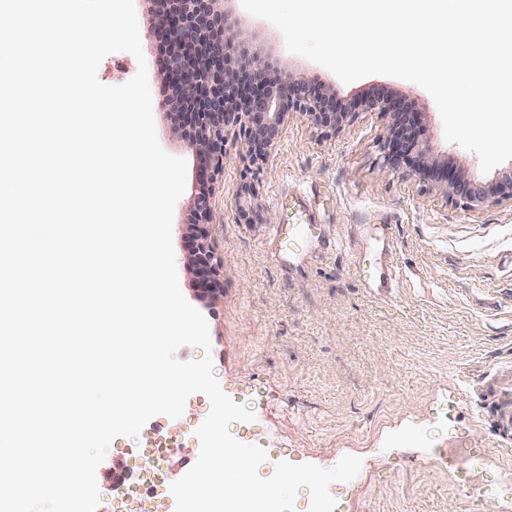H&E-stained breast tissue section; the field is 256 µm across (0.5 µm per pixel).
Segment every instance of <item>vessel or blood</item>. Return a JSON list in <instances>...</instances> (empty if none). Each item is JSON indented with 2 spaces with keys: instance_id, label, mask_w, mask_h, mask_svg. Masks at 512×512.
Segmentation results:
<instances>
[{
  "instance_id": "b4317fda",
  "label": "vessel or blood",
  "mask_w": 512,
  "mask_h": 512,
  "mask_svg": "<svg viewBox=\"0 0 512 512\" xmlns=\"http://www.w3.org/2000/svg\"><path fill=\"white\" fill-rule=\"evenodd\" d=\"M270 242L281 263L299 267L325 245L326 233L323 225L317 224L312 207L297 201L291 206L286 223L274 227ZM365 281L369 287L385 291L396 285L391 267L381 262L369 269ZM145 508L146 512H175V499L168 481L155 485Z\"/></svg>"
}]
</instances>
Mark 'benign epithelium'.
<instances>
[{"mask_svg": "<svg viewBox=\"0 0 512 512\" xmlns=\"http://www.w3.org/2000/svg\"><path fill=\"white\" fill-rule=\"evenodd\" d=\"M221 0H155L152 38L166 58L156 78L167 91L164 106L176 118L174 130L197 165L199 192L193 201L195 244L188 264L199 277L201 293L215 302L223 292L222 263L208 243L209 195L214 177L224 170L226 127L247 121L249 152L263 154L278 140L289 116L302 114L327 133H336L358 112H388L393 123L387 161L410 163L423 175L433 156L409 134L412 115L400 100L375 96L367 103L343 104L335 88L294 76L273 62L262 47L241 44L218 9ZM437 191L460 199L472 210L491 195L461 169H450ZM238 221L255 223L259 206L247 187L235 191Z\"/></svg>", "mask_w": 512, "mask_h": 512, "instance_id": "7a95c632", "label": "benign epithelium"}]
</instances>
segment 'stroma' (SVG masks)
Listing matches in <instances>:
<instances>
[{
  "instance_id": "35a3bbf8",
  "label": "stroma",
  "mask_w": 512,
  "mask_h": 512,
  "mask_svg": "<svg viewBox=\"0 0 512 512\" xmlns=\"http://www.w3.org/2000/svg\"><path fill=\"white\" fill-rule=\"evenodd\" d=\"M149 73L157 137L169 154L187 152L161 106L155 71L164 55L151 38L150 0H134ZM224 12L245 37L261 42L288 73L335 86L343 103L382 93L416 111L419 138L432 152L491 185L512 164L482 173L476 154L447 142L433 98L420 86L372 75L350 84L287 51L282 33L224 0ZM391 117L361 112L335 134L305 116H291L276 144L247 149L242 125L228 126L224 170L210 193V245L223 259L224 298H202L186 256L194 243L190 209L195 169L177 201L172 242L180 288L209 325L210 350L185 345L182 361L211 357L222 391L255 418L236 422L237 440L261 446L268 459L333 467L343 455L362 458L359 474L329 487L334 512H482L462 481L423 466L426 455L472 448L494 462L483 476L497 483L512 473V430L500 406L512 404V201L479 210L446 199L434 180L405 164H387L383 147ZM250 186L260 209L285 218V201L310 203L335 246L300 268L277 264L270 225L237 221L234 190ZM385 261L397 284L383 295L360 280L358 265ZM210 412L190 395L177 418L153 417L139 438L116 437L101 464L126 465L145 437L180 444L171 478L194 463L197 428Z\"/></svg>"
}]
</instances>
